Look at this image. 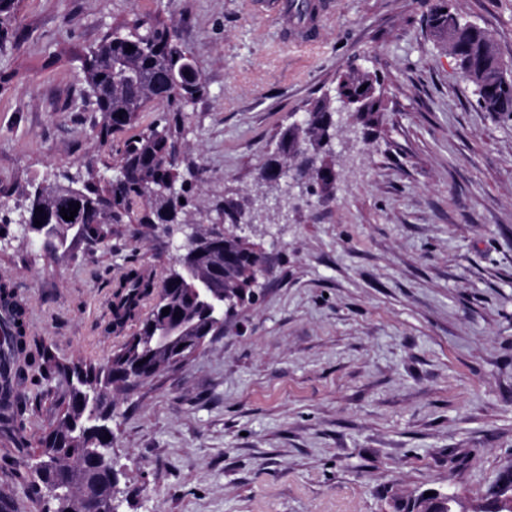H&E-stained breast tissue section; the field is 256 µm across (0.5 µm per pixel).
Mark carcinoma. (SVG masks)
Segmentation results:
<instances>
[{"label": "carcinoma", "instance_id": "cac0c4a2", "mask_svg": "<svg viewBox=\"0 0 512 512\" xmlns=\"http://www.w3.org/2000/svg\"><path fill=\"white\" fill-rule=\"evenodd\" d=\"M15 0H0V55L15 47L16 37L11 20ZM430 30L448 39L459 69L469 74L471 84L486 85L489 90L476 97L477 107L512 119V76L495 80L491 63L500 59L487 29L454 12L448 0H436L427 20ZM131 51H126L128 46ZM87 101L99 113L93 129L102 143L117 140L116 163L126 174L102 188L103 203L79 198L67 191L23 192L30 221L25 230L40 241L45 252L63 251L77 255L75 248L112 242L118 226L137 220V213L148 208L154 224H190L198 209L193 203L181 204L164 199L156 192L167 181H196L205 178L206 170L186 162L178 155L186 133L188 107L184 99L196 102L206 93L195 61L179 41L175 29L160 15H145L112 29L100 43L83 55ZM347 92L362 99L358 119L365 125L374 114L384 110L383 101L371 100L361 86L371 88L376 79L367 71L350 68L339 76ZM334 110L330 98L319 97L306 109L307 134L315 144V154L298 150V135L284 127L279 133L280 154L297 158L294 174H319L327 162L324 146L330 138L328 126ZM134 131L120 140L118 136ZM80 208L74 220L60 215L62 208L74 203ZM51 212L53 227L44 232L35 226L39 209ZM260 261L254 252L245 251L238 239L224 236V251L210 248V233L196 237L190 249V264L216 286V292L233 295L247 280L246 272ZM169 314L162 315L164 308ZM112 331H123L130 321L139 327L103 362L71 364L62 361L49 346L32 349L27 336L28 310L15 292L13 284L0 280V435L8 437L20 462L0 479V512H15L10 487L27 486L29 494L42 499L44 486L62 484L66 492L57 496L53 512H113L110 508L113 465L102 453L108 444L104 436L114 435L112 391L125 385L138 387L149 368L157 374L167 368L180 353V344L193 346L202 336L213 334L204 306L199 304L186 285L173 274L161 278L144 267L125 269L117 279L112 302ZM187 325L181 335L163 337L167 327L179 319ZM51 381L61 377L69 385L67 406L60 412L51 430L39 437L41 452H53L40 472L32 469V447L24 422L31 405L17 391L28 372ZM95 394L101 400L97 415L85 410L83 402Z\"/></svg>", "mask_w": 512, "mask_h": 512}]
</instances>
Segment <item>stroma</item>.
<instances>
[{
	"instance_id": "obj_1",
	"label": "stroma",
	"mask_w": 512,
	"mask_h": 512,
	"mask_svg": "<svg viewBox=\"0 0 512 512\" xmlns=\"http://www.w3.org/2000/svg\"><path fill=\"white\" fill-rule=\"evenodd\" d=\"M320 38L290 43L288 0H22L0 91V184L85 175L107 159L81 109L79 53L115 20L159 12L206 86L184 139L207 170L202 211L237 199L273 256L259 301L185 364L114 393L119 512H394L436 489L479 501L512 466V120L477 109L433 0H321ZM512 59V0H453ZM373 73L377 127L331 141L330 195L289 197L258 176L275 129ZM131 237L76 261L22 225L0 278L29 335L66 361L105 360L112 278L162 272L182 235Z\"/></svg>"
}]
</instances>
